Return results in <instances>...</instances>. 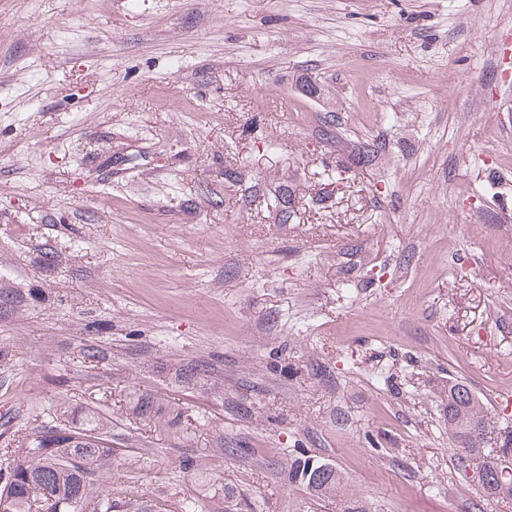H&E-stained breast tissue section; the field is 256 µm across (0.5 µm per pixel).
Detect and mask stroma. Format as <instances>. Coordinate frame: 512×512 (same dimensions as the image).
Returning <instances> with one entry per match:
<instances>
[{"label": "stroma", "mask_w": 512, "mask_h": 512, "mask_svg": "<svg viewBox=\"0 0 512 512\" xmlns=\"http://www.w3.org/2000/svg\"><path fill=\"white\" fill-rule=\"evenodd\" d=\"M507 39L512 0H0V440L99 412L161 512H512L444 396L512 427ZM306 487L318 496L337 495L341 488V474L334 468L319 465L310 466L307 458L299 461L290 471Z\"/></svg>", "instance_id": "stroma-1"}]
</instances>
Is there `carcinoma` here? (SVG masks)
Masks as SVG:
<instances>
[{
    "mask_svg": "<svg viewBox=\"0 0 512 512\" xmlns=\"http://www.w3.org/2000/svg\"><path fill=\"white\" fill-rule=\"evenodd\" d=\"M500 432L494 417L473 391L459 382L448 383V434L456 445V468L469 478L497 453L512 455V434L500 447L491 444ZM0 455V512H119L128 502L101 489L98 473L112 466V423L89 413L82 420L57 418L38 426L33 437L17 448L6 443ZM291 475L318 496L335 495L341 474L309 460L298 462Z\"/></svg>",
    "mask_w": 512,
    "mask_h": 512,
    "instance_id": "obj_1",
    "label": "carcinoma"
}]
</instances>
